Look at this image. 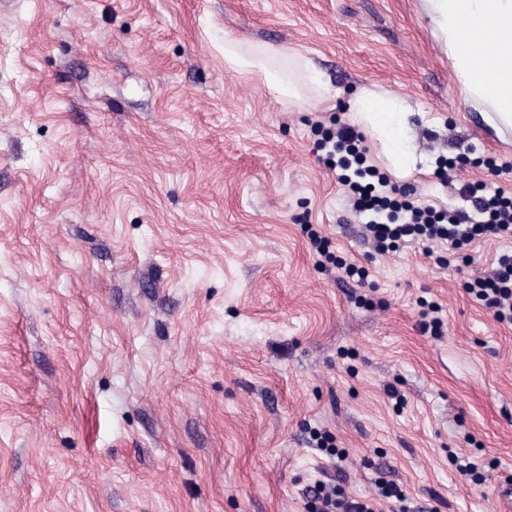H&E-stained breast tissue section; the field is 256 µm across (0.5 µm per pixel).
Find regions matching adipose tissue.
<instances>
[{"label":"adipose tissue","mask_w":512,"mask_h":512,"mask_svg":"<svg viewBox=\"0 0 512 512\" xmlns=\"http://www.w3.org/2000/svg\"><path fill=\"white\" fill-rule=\"evenodd\" d=\"M422 7L468 100L496 128L512 129V0H422ZM347 112L384 144L394 167L411 164L398 100L362 89L349 99Z\"/></svg>","instance_id":"1"}]
</instances>
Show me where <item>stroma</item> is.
I'll return each mask as SVG.
<instances>
[{"label":"stroma","mask_w":512,"mask_h":512,"mask_svg":"<svg viewBox=\"0 0 512 512\" xmlns=\"http://www.w3.org/2000/svg\"><path fill=\"white\" fill-rule=\"evenodd\" d=\"M228 37L279 50L271 77L225 64ZM291 53L321 87L282 93ZM361 88L405 107L408 169L363 145L411 201L512 193L442 166L512 159V132L420 0H0V512H305L330 479L512 512V324L465 289L512 239L378 254L315 145ZM309 224L365 283L319 265Z\"/></svg>","instance_id":"stroma-1"}]
</instances>
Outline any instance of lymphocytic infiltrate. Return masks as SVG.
Listing matches in <instances>:
<instances>
[{"label": "lymphocytic infiltrate", "instance_id": "f902f5d3", "mask_svg": "<svg viewBox=\"0 0 512 512\" xmlns=\"http://www.w3.org/2000/svg\"><path fill=\"white\" fill-rule=\"evenodd\" d=\"M316 133L327 164L342 169L341 182L352 194L355 210L370 213L368 230L378 253L408 242L439 241L458 250L487 236L512 239V194L477 183L467 188L473 212L417 205L408 200L406 190L368 164L362 137L352 126L320 127ZM466 290L496 320L512 323V252L500 254L492 276L467 283ZM304 497L306 512H380L384 503L397 505L398 512H416L406 492L385 480L379 481L371 500L354 499L341 485L324 481L309 486Z\"/></svg>", "mask_w": 512, "mask_h": 512}]
</instances>
